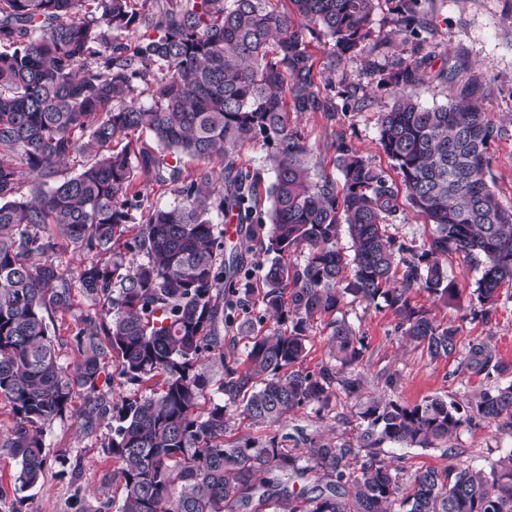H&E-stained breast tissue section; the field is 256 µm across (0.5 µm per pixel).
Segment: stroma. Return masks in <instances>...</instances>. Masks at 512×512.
<instances>
[{
  "label": "stroma",
  "mask_w": 512,
  "mask_h": 512,
  "mask_svg": "<svg viewBox=\"0 0 512 512\" xmlns=\"http://www.w3.org/2000/svg\"><path fill=\"white\" fill-rule=\"evenodd\" d=\"M396 4L397 0H379L371 17L370 40L377 43V50L338 57L330 42L316 40L310 47L317 62H324L330 55L336 58V78L329 90L338 105L335 121L312 112L298 115L303 133L315 148L316 160L324 165H331V144L342 133L367 160L385 169L390 166L379 144L378 117L391 106L394 92L382 78L393 58L409 57L411 50L410 44L391 33L389 20ZM421 5L430 27L427 49L432 54L433 69L459 63L487 84L484 108L502 131L491 147L488 180L500 201L512 208V0H421ZM350 86L356 87L364 99L362 108L356 111L341 107L343 94ZM446 268L459 289L456 301L448 305L434 302L420 288L413 289L412 301L429 309L438 323L458 326L461 344L492 337L500 356L512 362V299L500 298L490 321L469 319V311L478 306L474 293L479 276L476 265L464 255L454 254L449 256ZM105 313V308L78 292L68 310L54 314L65 361H73L78 354L72 337L83 318L90 315L101 320ZM344 313L348 322L363 332L368 344L361 368L362 398L386 397L413 405L438 395L463 403L482 389L512 381L505 376L487 378L463 372L456 356L429 358L402 338L397 318L385 305L353 302L345 306ZM357 400L341 396L327 414L297 410L271 426L252 428L237 417L232 419L225 438L232 441L278 434L286 437L291 448L334 442L352 436ZM84 406V397L74 398L69 412L46 427L44 478L21 500L13 490L17 464L4 446L13 428L12 405L0 397V512H116L121 491L112 480V459L107 452L113 422L105 420L94 433H83L79 414ZM511 452L512 436L499 433L495 424L483 421L462 427L448 442L434 448H384L386 459L405 467L410 474L421 468L443 469L460 462L483 468Z\"/></svg>",
  "instance_id": "obj_1"
}]
</instances>
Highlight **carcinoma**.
I'll return each mask as SVG.
<instances>
[{
    "label": "carcinoma",
    "instance_id": "carcinoma-1",
    "mask_svg": "<svg viewBox=\"0 0 512 512\" xmlns=\"http://www.w3.org/2000/svg\"><path fill=\"white\" fill-rule=\"evenodd\" d=\"M289 3L0 0V396L14 410L6 447L18 464L15 493L40 483L43 426L82 395L84 431L109 414L117 422L108 448L118 512H512V453L478 471L420 469L407 493L405 469L384 458L388 444L430 448L477 420L512 434V382L465 405L369 399L358 405L354 437L305 452L275 436L224 443L233 411L271 425L295 409L324 412L339 392L359 396L355 369L367 344L336 317L347 297L383 299L401 335L438 359L458 353L459 330L413 304L412 288L454 299L444 262L472 256L480 263L473 316L487 321L512 285V208L487 181L501 130L484 112L481 77L442 68L434 78L450 102L421 106L429 26L420 0H398L393 34L416 51L390 65L395 101L379 117L397 178L340 134L331 143L338 182L290 114L335 119L308 47L323 39L343 53L362 50L377 0ZM144 130L150 140L133 138ZM246 144L267 149L268 209L260 173L238 163ZM77 155L81 170L59 177L60 163ZM185 157L199 162L187 176ZM151 181L172 186L173 203L145 201L137 186ZM402 196L434 225L419 250L389 233ZM229 212L267 257L258 281L239 256L224 259L218 225ZM343 225L350 259L336 245ZM68 247L94 259L64 269L57 257ZM298 248L301 264L291 261ZM76 287L109 320L84 319L70 364L50 316L70 306ZM254 300L262 314L238 326L247 343L230 365L221 328ZM326 316L336 364L310 371L309 331ZM109 355L120 376L156 390L107 407L98 383ZM207 355L224 366L222 398L202 410ZM461 365L472 375L512 374L488 337L469 343ZM310 473L321 484L294 486Z\"/></svg>",
    "mask_w": 512,
    "mask_h": 512
}]
</instances>
